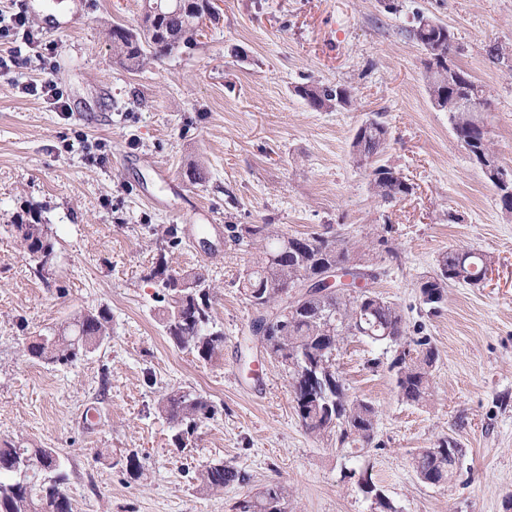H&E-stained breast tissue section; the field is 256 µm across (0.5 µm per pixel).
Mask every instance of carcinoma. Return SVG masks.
<instances>
[{"instance_id":"obj_1","label":"carcinoma","mask_w":512,"mask_h":512,"mask_svg":"<svg viewBox=\"0 0 512 512\" xmlns=\"http://www.w3.org/2000/svg\"><path fill=\"white\" fill-rule=\"evenodd\" d=\"M158 0H143L142 23L133 30L114 25L108 31L112 52L130 69L146 62L160 60L182 48L198 44L200 33L196 28L197 11L204 0H179L175 10H157ZM412 38L423 47H431L426 72L447 69L448 53L454 51L448 27L424 18L417 20L410 30ZM451 80H442L434 89L438 93L448 89V95L457 94L480 104L486 101L483 87L456 67ZM298 93L318 109L339 107L350 99L346 88L329 85H303ZM451 124L458 140L469 147L475 160L495 156L488 139L464 113L453 112ZM388 126L378 113L374 120L361 126L353 141V152L359 163H367L385 144ZM373 190L384 202H391L411 191V185L394 177L393 168L379 165L372 172ZM24 256L36 252L54 253L55 243L49 225L38 221L21 220L16 224ZM234 239H247L262 246V250L243 273L240 280L245 299L254 312L278 309L282 295L306 277L315 274L333 261H373L370 254L357 247H347L335 238L319 233L304 236L279 233L271 224H243L233 226ZM487 256L472 250H450L440 254L434 274L419 284L423 304L436 310L445 301L447 288L452 284L470 283V278L482 273ZM198 284L195 292L181 289L171 277L162 280L164 306L160 327L164 335L180 350L204 362L221 356L224 350V329L214 317L213 288L206 275L193 271L183 276ZM364 327L372 331L366 335L381 336L384 332L401 338L406 335L404 318L391 302L367 292L360 296L336 293L299 300L288 309L282 325L273 328L267 340L271 355L290 379L298 416L309 433L316 437H334L336 444L345 445L373 439L377 423L375 406L364 399L352 397L345 385L324 380L322 385L308 392L300 383V370L291 365L294 352L301 351L307 359L303 369L322 377L323 365L334 367L336 351L346 336L357 335ZM112 336V314L109 308L83 309L73 313L64 327L34 339L27 346V355L47 365L65 366L94 352ZM417 355L406 352L396 355L388 364L396 377L401 398L410 404L427 401L431 395V371L438 354L422 337L415 341ZM158 411L164 415L177 442L187 446L200 425L212 420L217 406L194 389L179 387L162 396ZM448 449L445 456H437L428 448L421 449L412 458V466L422 482L443 484L454 478L458 468L454 456L457 444L443 438L438 444ZM26 454L33 461L32 473H24L16 466L19 455ZM64 461L52 448H27L5 442L0 445V512H73L65 493ZM199 488L217 491L233 483H243L247 476L222 462L206 465L198 474Z\"/></svg>"}]
</instances>
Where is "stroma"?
I'll return each mask as SVG.
<instances>
[{
	"label": "stroma",
	"instance_id": "stroma-1",
	"mask_svg": "<svg viewBox=\"0 0 512 512\" xmlns=\"http://www.w3.org/2000/svg\"><path fill=\"white\" fill-rule=\"evenodd\" d=\"M140 5L0 0L55 45L53 69L32 76L54 81L66 103L56 109L0 76V442L59 452L74 512H240L276 484L290 491L288 512H379L357 485L365 471L393 512H512V213L434 106L408 34L420 17L448 26L453 62L486 90L473 118L512 168V69L488 54H512V0H222L196 47L131 70L106 32L137 28ZM318 82L346 87L349 103L313 108L296 88ZM377 112L388 139L371 166L357 165L354 135ZM81 131L105 142L103 164L84 159ZM384 164L410 194L375 195L371 168ZM196 165L203 178L193 183ZM183 210L187 221H176ZM32 214L55 241L43 274L9 230ZM171 223L178 240L161 246L151 228ZM233 224L327 232L375 250L370 287L401 311L406 348L424 335L438 352L429 399L403 401L392 352L349 336L336 368L351 395L375 405L374 437L340 448L307 433L281 366L252 334L239 280L258 248L234 240ZM383 238L394 255L380 251ZM459 247L486 254L492 271L483 284L449 287L428 312L417 285ZM161 255L169 273L205 270L224 330L219 360L163 336L151 275ZM100 306L112 336L95 352L66 366L27 356L41 330ZM177 387L218 408L185 447L157 410ZM90 410L100 419L88 429ZM443 437L462 448L463 468L425 484L412 457ZM132 452L143 464L136 479L125 470ZM215 461L246 482L200 490L198 471Z\"/></svg>",
	"mask_w": 512,
	"mask_h": 512
}]
</instances>
